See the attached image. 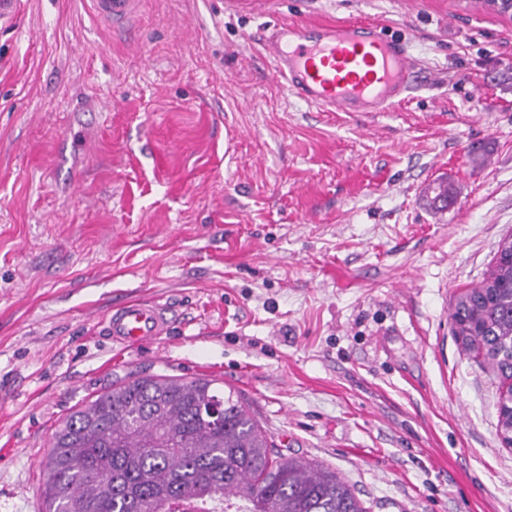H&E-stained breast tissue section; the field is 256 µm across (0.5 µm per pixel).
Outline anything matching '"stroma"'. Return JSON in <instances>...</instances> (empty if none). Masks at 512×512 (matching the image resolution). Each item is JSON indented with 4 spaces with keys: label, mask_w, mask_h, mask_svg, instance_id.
Masks as SVG:
<instances>
[{
    "label": "stroma",
    "mask_w": 512,
    "mask_h": 512,
    "mask_svg": "<svg viewBox=\"0 0 512 512\" xmlns=\"http://www.w3.org/2000/svg\"><path fill=\"white\" fill-rule=\"evenodd\" d=\"M360 17L422 64L401 102L347 116L273 78L272 25ZM511 235L512 19L143 0L125 32L89 0H20L0 23V512H42L55 429L136 374L233 393L369 512H512L499 382L450 319ZM135 300L171 330L124 349L104 322Z\"/></svg>",
    "instance_id": "1"
}]
</instances>
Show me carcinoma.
Returning a JSON list of instances; mask_svg holds the SVG:
<instances>
[{"label": "carcinoma", "instance_id": "cac0c4a2", "mask_svg": "<svg viewBox=\"0 0 512 512\" xmlns=\"http://www.w3.org/2000/svg\"><path fill=\"white\" fill-rule=\"evenodd\" d=\"M456 333L509 399L512 263L495 259L456 298ZM219 408L222 420L207 417ZM44 512H366L323 466L286 457L233 395L202 379L137 377L98 394L53 433L43 462Z\"/></svg>", "mask_w": 512, "mask_h": 512}]
</instances>
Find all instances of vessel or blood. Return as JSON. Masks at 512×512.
Wrapping results in <instances>:
<instances>
[{
    "label": "vessel or blood",
    "instance_id": "b4317fda",
    "mask_svg": "<svg viewBox=\"0 0 512 512\" xmlns=\"http://www.w3.org/2000/svg\"><path fill=\"white\" fill-rule=\"evenodd\" d=\"M96 16L113 27L133 22L139 0H91ZM272 75L292 95L332 112H383L403 100L420 72L406 43L378 24L356 20L274 25L264 39ZM124 346L168 335L162 307L131 301L114 308L106 326Z\"/></svg>",
    "mask_w": 512,
    "mask_h": 512
}]
</instances>
